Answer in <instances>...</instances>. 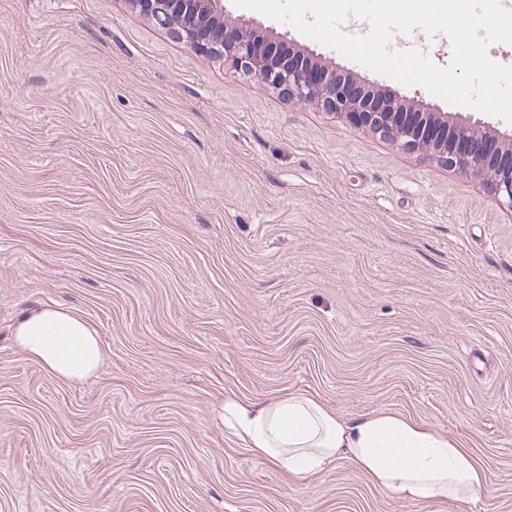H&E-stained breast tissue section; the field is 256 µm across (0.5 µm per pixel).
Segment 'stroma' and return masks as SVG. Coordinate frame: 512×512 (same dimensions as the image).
Here are the masks:
<instances>
[{"label":"stroma","mask_w":512,"mask_h":512,"mask_svg":"<svg viewBox=\"0 0 512 512\" xmlns=\"http://www.w3.org/2000/svg\"><path fill=\"white\" fill-rule=\"evenodd\" d=\"M35 303L96 329L94 375L52 377L15 343ZM297 391L447 431L483 489L463 509L398 501L347 462L296 480L226 433L225 396ZM0 512H512V211L127 0H0Z\"/></svg>","instance_id":"stroma-1"}]
</instances>
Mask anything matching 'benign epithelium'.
<instances>
[{"mask_svg": "<svg viewBox=\"0 0 512 512\" xmlns=\"http://www.w3.org/2000/svg\"><path fill=\"white\" fill-rule=\"evenodd\" d=\"M139 15L191 48L299 104L312 105L404 148L485 182L512 211V135H498L458 114L366 88L283 35L224 18L223 0H127Z\"/></svg>", "mask_w": 512, "mask_h": 512, "instance_id": "obj_1", "label": "benign epithelium"}]
</instances>
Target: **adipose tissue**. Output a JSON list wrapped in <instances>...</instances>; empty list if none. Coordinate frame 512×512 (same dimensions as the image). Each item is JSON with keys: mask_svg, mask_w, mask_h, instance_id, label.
Returning <instances> with one entry per match:
<instances>
[{"mask_svg": "<svg viewBox=\"0 0 512 512\" xmlns=\"http://www.w3.org/2000/svg\"><path fill=\"white\" fill-rule=\"evenodd\" d=\"M13 334L51 376L83 380L104 358L97 331L58 306L20 312ZM224 428L253 456L295 479L346 461L378 489L411 503L468 504L486 482L468 447L411 414L375 411L344 418L303 393L267 401L226 397Z\"/></svg>", "mask_w": 512, "mask_h": 512, "instance_id": "1", "label": "adipose tissue"}]
</instances>
